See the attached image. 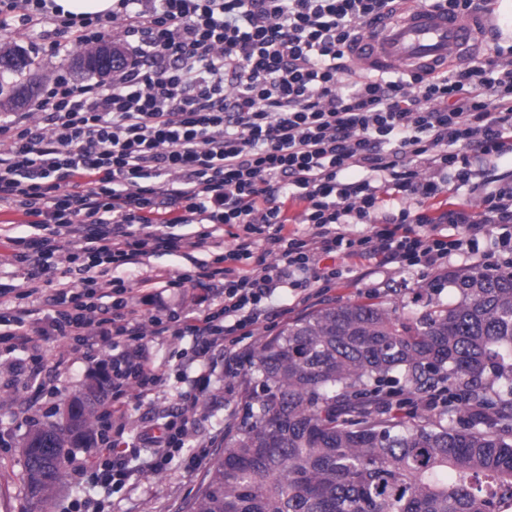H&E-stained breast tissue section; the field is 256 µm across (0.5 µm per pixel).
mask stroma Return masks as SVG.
<instances>
[{"label":"stroma","mask_w":512,"mask_h":512,"mask_svg":"<svg viewBox=\"0 0 512 512\" xmlns=\"http://www.w3.org/2000/svg\"><path fill=\"white\" fill-rule=\"evenodd\" d=\"M53 30L54 24L48 20L32 29L15 24L0 32V46L18 45L28 51L33 64L24 79L34 84L39 95L56 72H69L78 85L88 78L87 72L71 68L67 53L52 50ZM473 169L475 176L467 185L449 189L447 194L428 202L430 215H438L456 203L479 210L485 195L497 188L499 179L512 175V156L494 161L477 158ZM34 232V227L20 223L17 213H0V281L23 286L24 266L12 261V242ZM363 265L368 276L360 281L338 280L327 294L326 305L372 300L401 312H415L428 302L445 305L452 299L447 282H433L418 271L384 265L376 259L364 260ZM149 348L156 364L168 369L170 376L164 387L132 396L130 423L124 426L111 420L112 437L131 436L147 420L166 422L178 406L183 378L195 376L199 370L189 354L190 337L160 336L150 342ZM223 353L220 347L214 352L217 370L212 378V395L193 410L192 437L175 453L166 470L138 471L119 490L107 483L70 475L45 508L28 498L23 439L29 431L57 421L63 404L83 388L92 373L99 371L101 362L111 359L112 352L102 348L90 356L74 340L53 336H33L24 351L9 352L0 344V512H67L77 500L103 504L107 512H185L201 477L224 446L225 428L239 412L242 376L224 374Z\"/></svg>","instance_id":"stroma-1"}]
</instances>
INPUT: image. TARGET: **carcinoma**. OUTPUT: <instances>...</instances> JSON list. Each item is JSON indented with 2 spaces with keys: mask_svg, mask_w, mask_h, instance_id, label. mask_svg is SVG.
Instances as JSON below:
<instances>
[{
  "mask_svg": "<svg viewBox=\"0 0 512 512\" xmlns=\"http://www.w3.org/2000/svg\"><path fill=\"white\" fill-rule=\"evenodd\" d=\"M28 52L0 47V60ZM455 301L406 317L380 303L322 308L258 342L242 415L189 512H512V273H448ZM440 410L392 413L404 391ZM24 449L28 495L48 505L97 413L80 391Z\"/></svg>",
  "mask_w": 512,
  "mask_h": 512,
  "instance_id": "obj_1",
  "label": "carcinoma"
}]
</instances>
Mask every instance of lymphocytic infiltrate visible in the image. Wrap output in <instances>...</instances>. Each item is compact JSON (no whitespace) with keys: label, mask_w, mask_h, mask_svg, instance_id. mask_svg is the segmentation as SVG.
Wrapping results in <instances>:
<instances>
[{"label":"lymphocytic infiltrate","mask_w":512,"mask_h":512,"mask_svg":"<svg viewBox=\"0 0 512 512\" xmlns=\"http://www.w3.org/2000/svg\"><path fill=\"white\" fill-rule=\"evenodd\" d=\"M395 2L115 0L111 16H84L79 29L58 20L75 47L104 41L109 18L121 20L127 60L81 86L56 74L33 111L0 114V210L52 230L14 255L26 289L0 282V299H19L0 308V339L24 347L37 329L110 344L112 411L122 417L130 387L164 381L147 337H191L203 364L180 398L193 404L210 391L216 346L235 374L250 355L242 338L317 300L319 285L342 276L341 260L380 256L439 274L479 235L507 251L512 185L477 211L462 204L434 218L425 204L449 181H470V155L512 152V64L489 56L430 77L355 74L348 44ZM392 192L415 209L382 213ZM294 220L308 233L290 230ZM211 249L220 258L194 260ZM165 253L192 266L145 278L152 310L141 312L136 289L113 271ZM188 285L213 292L202 314L165 302ZM281 288L294 304L277 303ZM190 426L183 412L141 426L129 443L102 436L77 472L122 485L144 450L163 471Z\"/></svg>","instance_id":"lymphocytic-infiltrate-1"}]
</instances>
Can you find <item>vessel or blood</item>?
Listing matches in <instances>:
<instances>
[{
    "label": "vessel or blood",
    "instance_id": "b4317fda",
    "mask_svg": "<svg viewBox=\"0 0 512 512\" xmlns=\"http://www.w3.org/2000/svg\"><path fill=\"white\" fill-rule=\"evenodd\" d=\"M491 29L483 12L409 0L393 17L366 28L350 45L349 55L372 72L405 70L430 76L476 53Z\"/></svg>",
    "mask_w": 512,
    "mask_h": 512
}]
</instances>
